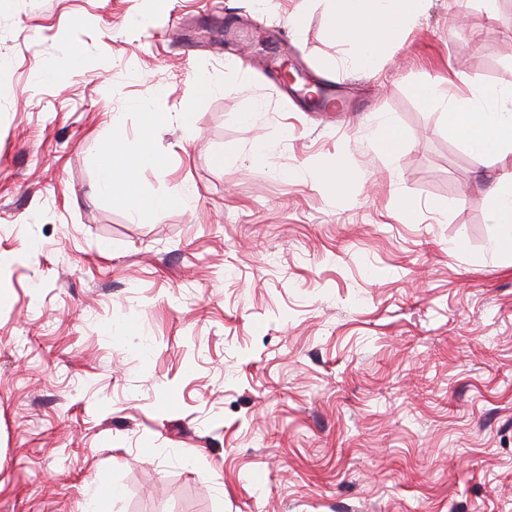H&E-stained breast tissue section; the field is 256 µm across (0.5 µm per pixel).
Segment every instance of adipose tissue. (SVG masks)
I'll return each instance as SVG.
<instances>
[{
    "mask_svg": "<svg viewBox=\"0 0 512 512\" xmlns=\"http://www.w3.org/2000/svg\"><path fill=\"white\" fill-rule=\"evenodd\" d=\"M324 30L329 38L350 42L365 65H373L392 45L397 33L413 24L423 0H326ZM145 130L137 145L124 141L113 129L104 150L98 190L122 203L132 216L184 207L186 191L153 193L138 181L142 169L161 165L151 139L156 127L165 124L169 113L155 110L153 99H145ZM449 132L468 148H484L486 155L512 153V79L501 80L491 89L473 90L471 96L451 99ZM492 220L497 228L492 249L512 257V172H503L491 201Z\"/></svg>",
    "mask_w": 512,
    "mask_h": 512,
    "instance_id": "ef3b65f1",
    "label": "adipose tissue"
}]
</instances>
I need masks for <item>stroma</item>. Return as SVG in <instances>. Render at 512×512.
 <instances>
[{
  "mask_svg": "<svg viewBox=\"0 0 512 512\" xmlns=\"http://www.w3.org/2000/svg\"><path fill=\"white\" fill-rule=\"evenodd\" d=\"M323 6L0 0V512H87L103 482L105 512H512V259L491 250L512 154H474L419 95L512 72V0H424L369 69ZM284 63L357 111L289 98ZM156 88L165 163L138 180L189 199L136 218L99 162ZM388 121L409 136L390 158ZM338 165L344 196L287 175Z\"/></svg>",
  "mask_w": 512,
  "mask_h": 512,
  "instance_id": "35a3bbf8",
  "label": "stroma"
}]
</instances>
